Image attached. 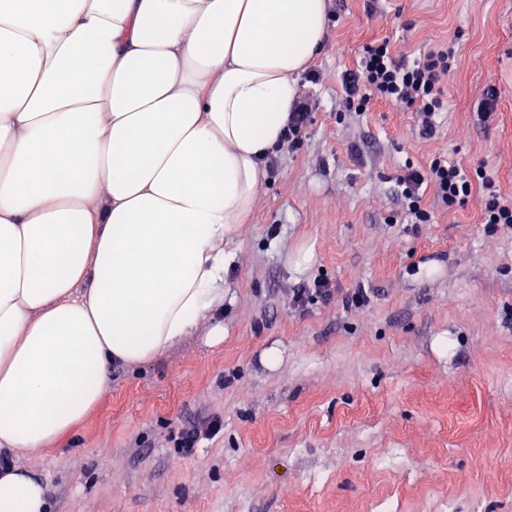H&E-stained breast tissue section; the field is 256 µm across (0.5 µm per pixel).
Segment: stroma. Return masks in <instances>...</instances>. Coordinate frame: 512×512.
<instances>
[{
    "mask_svg": "<svg viewBox=\"0 0 512 512\" xmlns=\"http://www.w3.org/2000/svg\"><path fill=\"white\" fill-rule=\"evenodd\" d=\"M328 11L302 145L226 246L223 343L207 320L149 365H113L99 406L24 461L51 512H512V228L487 230L475 195L407 223L393 183L444 155L512 201V0ZM383 38L409 59L458 42L433 139L410 109L343 105V74ZM320 278L369 304L292 311V288ZM215 417L222 432L179 454L173 435Z\"/></svg>",
    "mask_w": 512,
    "mask_h": 512,
    "instance_id": "stroma-1",
    "label": "stroma"
}]
</instances>
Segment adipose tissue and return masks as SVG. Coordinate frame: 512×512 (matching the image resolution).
<instances>
[{"label": "adipose tissue", "mask_w": 512, "mask_h": 512, "mask_svg": "<svg viewBox=\"0 0 512 512\" xmlns=\"http://www.w3.org/2000/svg\"><path fill=\"white\" fill-rule=\"evenodd\" d=\"M327 0H0V451L212 320ZM25 468L0 512H48Z\"/></svg>", "instance_id": "ef3b65f1"}]
</instances>
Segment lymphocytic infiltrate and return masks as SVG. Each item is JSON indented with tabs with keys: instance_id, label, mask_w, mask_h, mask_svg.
Here are the masks:
<instances>
[{
	"instance_id": "lymphocytic-infiltrate-1",
	"label": "lymphocytic infiltrate",
	"mask_w": 512,
	"mask_h": 512,
	"mask_svg": "<svg viewBox=\"0 0 512 512\" xmlns=\"http://www.w3.org/2000/svg\"><path fill=\"white\" fill-rule=\"evenodd\" d=\"M460 63L454 42H438L422 57L408 61L395 56L389 41L364 47L354 71L344 78L345 106L366 111L372 100H384L412 108L419 133L433 138L436 115L444 106V82ZM403 209L415 224L432 223L436 210L463 206L474 186H481L483 223L512 226V202L505 200L492 174L485 167L474 169L438 157L424 169L405 165L395 177ZM433 191L432 204H425L426 191Z\"/></svg>"
}]
</instances>
